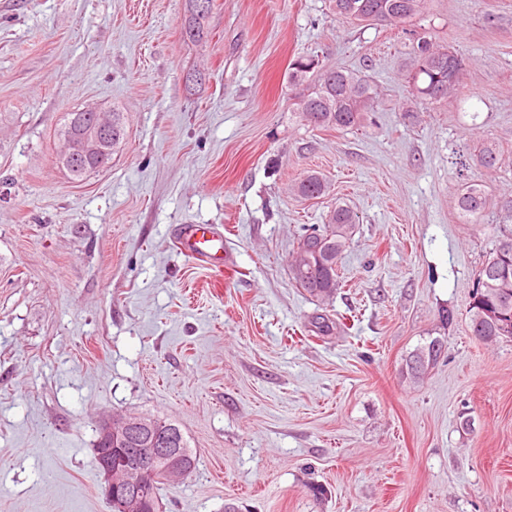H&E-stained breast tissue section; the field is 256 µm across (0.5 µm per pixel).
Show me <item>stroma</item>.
I'll use <instances>...</instances> for the list:
<instances>
[{"instance_id":"35a3bbf8","label":"stroma","mask_w":512,"mask_h":512,"mask_svg":"<svg viewBox=\"0 0 512 512\" xmlns=\"http://www.w3.org/2000/svg\"><path fill=\"white\" fill-rule=\"evenodd\" d=\"M183 19L184 0H0V512H110L94 427L128 413L172 420L199 459L167 512H512V341L469 327L493 231L455 209L479 141L507 161L468 175L512 189V0H431L420 21L468 57L463 107L409 103L407 35L329 0H214L200 44ZM309 55L374 82L362 127L294 116L288 65ZM89 106L123 112L126 139L76 181L59 129ZM310 169L317 200L289 190ZM339 205L359 229L324 308L289 260ZM184 224L217 226L232 270L177 250ZM444 348V339L435 337L412 352L406 363L409 379L414 382L423 379L429 368L439 360Z\"/></svg>"}]
</instances>
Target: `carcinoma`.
<instances>
[{"label":"carcinoma","instance_id":"1","mask_svg":"<svg viewBox=\"0 0 512 512\" xmlns=\"http://www.w3.org/2000/svg\"><path fill=\"white\" fill-rule=\"evenodd\" d=\"M183 34L193 43L208 36L206 16H200L185 0ZM336 15L359 25L410 26L411 69L407 83L417 104H434L448 96L463 95L460 74L467 59L456 50L436 42L430 32L412 28L422 17L428 0H332ZM288 81L302 86L293 111L307 124L320 129L350 130L361 125L364 116L375 111L377 88L366 77L349 70L322 66L315 58L299 57L288 71ZM98 119L93 112H69L61 138L81 132ZM476 164L487 171L498 168L501 149L492 140L481 141L475 149ZM307 199H318L326 192L323 178L309 172L293 186ZM456 206L465 224H483L492 216L494 244L477 274L470 303L472 332L486 342L512 339V192L494 195L481 178H464L456 188ZM357 215L343 206L330 211L328 223L307 228L298 236L290 263L296 287L326 302L340 287L337 261L354 237ZM444 339L435 337L418 347L407 360V375L418 382L441 357ZM176 433V447L186 457V473L196 468V455L178 426L167 420Z\"/></svg>","mask_w":512,"mask_h":512}]
</instances>
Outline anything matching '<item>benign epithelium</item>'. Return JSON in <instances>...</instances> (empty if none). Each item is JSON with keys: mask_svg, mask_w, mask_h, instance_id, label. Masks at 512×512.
Returning <instances> with one entry per match:
<instances>
[{"mask_svg": "<svg viewBox=\"0 0 512 512\" xmlns=\"http://www.w3.org/2000/svg\"><path fill=\"white\" fill-rule=\"evenodd\" d=\"M112 155L111 125H96L74 139L63 142L61 159L73 160L79 156L97 158L96 168L109 164ZM104 440L122 438L128 433L145 428L147 425L141 416L126 414L112 418L104 424ZM122 462L112 463V449H96V463L103 476L102 492L106 500L120 503L122 512H164L160 501H150L146 489L162 473L173 477L183 470V465L176 449L168 447V441H159L157 448H123Z\"/></svg>", "mask_w": 512, "mask_h": 512, "instance_id": "benign-epithelium-1", "label": "benign epithelium"}]
</instances>
